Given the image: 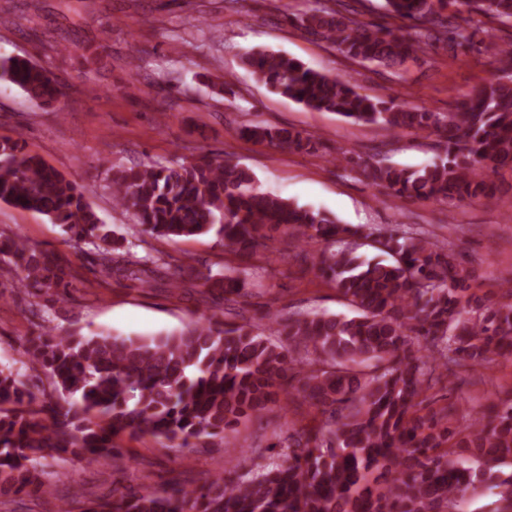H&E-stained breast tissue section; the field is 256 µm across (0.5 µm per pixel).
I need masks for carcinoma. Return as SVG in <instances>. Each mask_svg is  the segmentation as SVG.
I'll list each match as a JSON object with an SVG mask.
<instances>
[{
  "label": "carcinoma",
  "instance_id": "obj_1",
  "mask_svg": "<svg viewBox=\"0 0 512 512\" xmlns=\"http://www.w3.org/2000/svg\"><path fill=\"white\" fill-rule=\"evenodd\" d=\"M358 2L334 0L304 13L300 25L350 59L387 67L441 40L461 44L472 36L471 21L454 24L442 15L445 0H385L387 15L401 22L396 28L360 21ZM464 4L512 21V0ZM486 50L502 75L453 112L372 99L279 52L255 50L245 64L256 82L311 111L435 133L444 141L437 161L418 169L378 163L368 166L369 176L396 200L456 205L495 195L479 166L512 170V51L492 39ZM0 82L37 106L57 100L53 75L29 57H0ZM242 134L294 152L314 150L293 128L257 123ZM107 188L114 206L148 236L172 240L215 229L241 260L267 247L272 230L336 243L361 232L261 191L249 169L228 160L131 167L112 173ZM0 201L42 214L71 239L93 245L104 279L149 287L171 269L170 254L153 248L139 256L113 238L84 188L17 141L0 142ZM377 243L390 260H366L348 247L319 260L318 271L353 317L314 313L259 331L212 314L151 336L28 337L25 364L47 384L0 365V495L48 493L41 459H115L116 439L125 434L166 448L222 441L274 402L295 369L299 391L321 420L288 435V461L259 463L245 476H219L198 489H116L84 512H449L494 469L512 466V400L453 429L448 411L430 407L426 392L440 370L512 359V282L499 288L497 307L484 309L473 303L470 273L452 248L421 231L389 232ZM0 259L19 271V288L29 296L57 295L71 285L63 257L19 234L0 244ZM204 281L224 285L227 302L247 295L238 278L209 273ZM369 365L373 371L359 370ZM457 448L470 451L476 466H464ZM496 486L507 512L512 473Z\"/></svg>",
  "mask_w": 512,
  "mask_h": 512
}]
</instances>
